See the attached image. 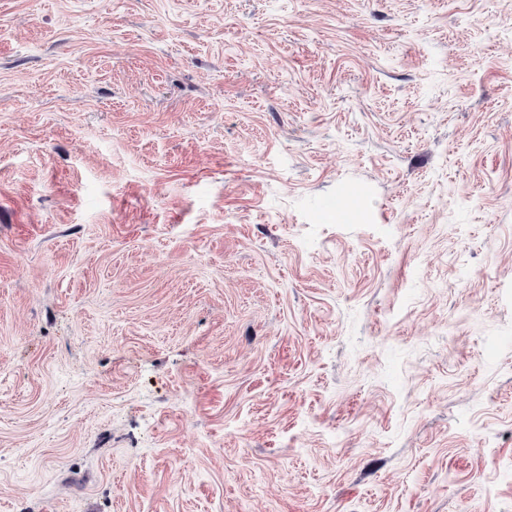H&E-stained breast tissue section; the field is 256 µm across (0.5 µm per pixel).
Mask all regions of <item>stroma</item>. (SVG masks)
<instances>
[{
	"mask_svg": "<svg viewBox=\"0 0 512 512\" xmlns=\"http://www.w3.org/2000/svg\"><path fill=\"white\" fill-rule=\"evenodd\" d=\"M0 512H512V0H0Z\"/></svg>",
	"mask_w": 512,
	"mask_h": 512,
	"instance_id": "obj_1",
	"label": "stroma"
}]
</instances>
